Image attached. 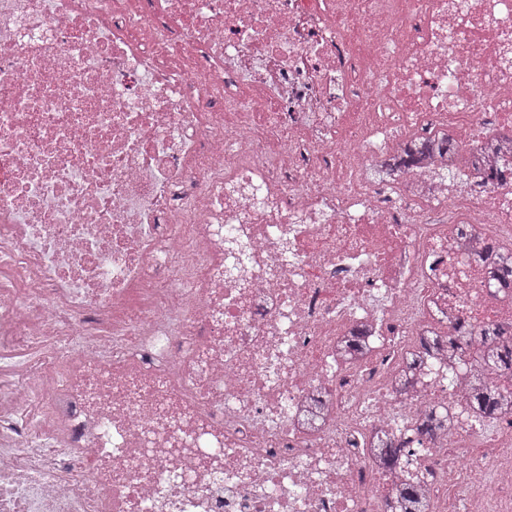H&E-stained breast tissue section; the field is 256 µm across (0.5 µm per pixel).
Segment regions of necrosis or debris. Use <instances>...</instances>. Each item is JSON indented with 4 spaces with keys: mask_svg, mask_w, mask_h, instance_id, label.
I'll use <instances>...</instances> for the list:
<instances>
[{
    "mask_svg": "<svg viewBox=\"0 0 512 512\" xmlns=\"http://www.w3.org/2000/svg\"><path fill=\"white\" fill-rule=\"evenodd\" d=\"M494 236L512 0H0V512H512ZM505 397L491 387L478 385L472 388L469 406L474 413L490 416L502 406Z\"/></svg>",
    "mask_w": 512,
    "mask_h": 512,
    "instance_id": "obj_1",
    "label": "necrosis or debris"
}]
</instances>
